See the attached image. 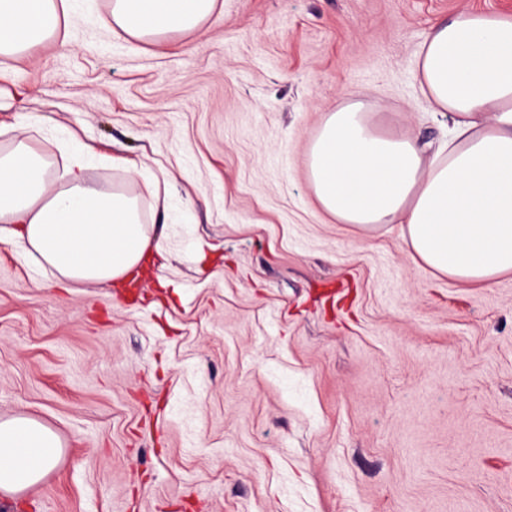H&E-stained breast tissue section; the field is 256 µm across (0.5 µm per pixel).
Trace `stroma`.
I'll return each mask as SVG.
<instances>
[{
    "mask_svg": "<svg viewBox=\"0 0 512 512\" xmlns=\"http://www.w3.org/2000/svg\"><path fill=\"white\" fill-rule=\"evenodd\" d=\"M111 10L74 0L67 44L0 58V148L22 132L59 167L66 136L91 146L90 181L136 196L169 260L77 286L0 243V419L64 443L0 512H512V275L423 269L399 225L337 223L305 175L340 101L446 139L419 46L512 0H218L154 41Z\"/></svg>",
    "mask_w": 512,
    "mask_h": 512,
    "instance_id": "stroma-1",
    "label": "stroma"
}]
</instances>
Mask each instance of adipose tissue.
<instances>
[{
  "label": "adipose tissue",
  "mask_w": 512,
  "mask_h": 512,
  "mask_svg": "<svg viewBox=\"0 0 512 512\" xmlns=\"http://www.w3.org/2000/svg\"><path fill=\"white\" fill-rule=\"evenodd\" d=\"M217 0H112V25L135 39L199 29ZM64 0H0V56L52 44ZM417 77L447 141L426 154L409 131L376 128L361 103L327 113L309 147L308 178L323 210L362 231L398 224L410 258L464 284L512 274V17L462 12L436 23ZM67 186L26 139L0 150V242L76 284H122L161 254L135 197L86 177L90 156L63 153ZM58 434L28 416L0 420V496L42 481Z\"/></svg>",
  "instance_id": "1"
}]
</instances>
